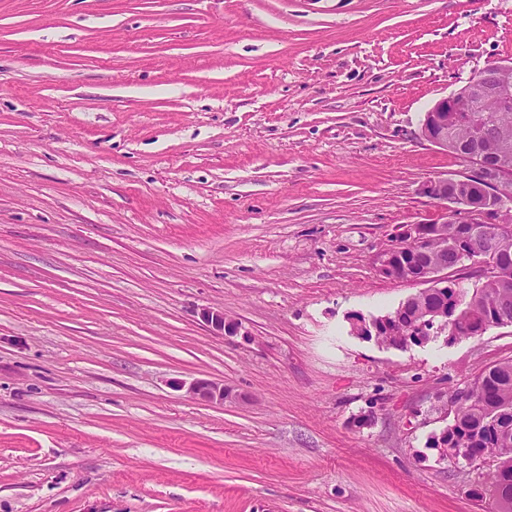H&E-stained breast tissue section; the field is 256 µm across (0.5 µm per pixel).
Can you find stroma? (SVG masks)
I'll use <instances>...</instances> for the list:
<instances>
[{"mask_svg":"<svg viewBox=\"0 0 512 512\" xmlns=\"http://www.w3.org/2000/svg\"><path fill=\"white\" fill-rule=\"evenodd\" d=\"M506 57L512 0H0V512H496L431 407L512 327L347 318L420 290L424 115ZM186 391L197 399L216 405H224V400L229 397V391L220 380L198 379L190 382Z\"/></svg>","mask_w":512,"mask_h":512,"instance_id":"35a3bbf8","label":"stroma"}]
</instances>
